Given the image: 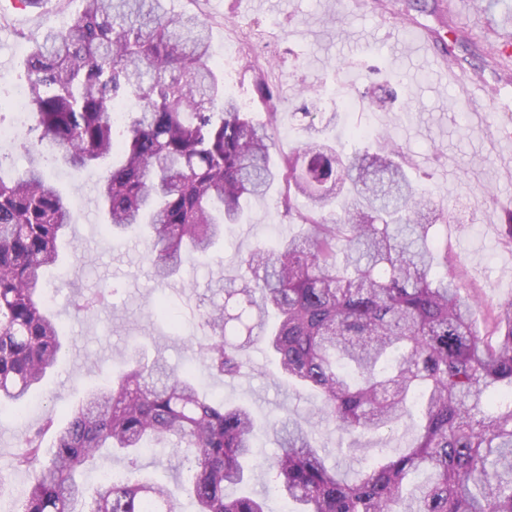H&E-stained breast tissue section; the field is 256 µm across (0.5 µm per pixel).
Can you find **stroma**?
Segmentation results:
<instances>
[{
    "label": "stroma",
    "mask_w": 512,
    "mask_h": 512,
    "mask_svg": "<svg viewBox=\"0 0 512 512\" xmlns=\"http://www.w3.org/2000/svg\"><path fill=\"white\" fill-rule=\"evenodd\" d=\"M162 6L168 14L190 13L206 21L214 57L224 62L225 83L256 119L265 117L254 93L257 72L267 70L275 79L278 152L289 153L324 132L346 142L365 129L369 146L378 135L391 134L433 204L454 218L438 225L435 242L460 256L456 282L486 305L512 298V249L502 245L498 232L505 211L512 210V75L499 77L479 56H467L452 33L456 26L481 31L491 48L503 47L512 40V0H453L449 15L411 9L408 0H375L368 6L358 0H272L267 8L252 7L251 0H162ZM80 7L81 0H45L20 10L15 0H0V74L8 78L0 85L1 125L13 121L8 102L23 85L26 49L46 27L66 25ZM410 28L436 43L438 57L406 41ZM449 49L464 58L463 67L449 63ZM302 88L319 99L314 117L301 114ZM390 91L396 101L386 110H372L370 98ZM44 169L71 198L76 217L58 272L45 281L70 341L38 396L16 411L0 412V512H21L18 492L30 475L14 470L11 462L30 431L46 417L63 419L87 391L125 371L131 352L159 351L173 364L188 363L193 345L206 336L198 312L208 304L210 281L237 276L248 252L304 231L303 225L288 223L274 197L252 200L212 258L188 261L180 278L161 289L152 277L145 239L115 241L107 234L92 202L99 171L75 176L52 160ZM99 293L108 294L107 306L75 314V299ZM160 298L167 302L169 320L153 312ZM247 358L250 369L236 379L204 378L205 391L250 405L265 429L290 412L325 447L329 463L358 469L398 453L417 434V422L408 416L393 430L352 441L320 417L315 393L276 377L263 343L251 346Z\"/></svg>",
    "instance_id": "1"
}]
</instances>
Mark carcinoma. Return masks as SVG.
<instances>
[{"mask_svg": "<svg viewBox=\"0 0 512 512\" xmlns=\"http://www.w3.org/2000/svg\"><path fill=\"white\" fill-rule=\"evenodd\" d=\"M24 74L30 162L0 176V410L39 390L66 339L42 300L43 272L73 213L41 168L42 149L75 171L104 170L107 230L142 231L161 286L279 184L283 216L307 231L249 253L224 301L199 312L209 329L200 370L233 379L262 339L277 373L315 391L318 414L340 432L391 431L413 410L420 430L350 479L297 421L281 420L274 491L296 512H512V299L489 310L481 332L479 301L436 273L459 262L432 234L447 217L387 136L371 155L309 141L275 161L279 87L258 78L269 112L254 119L225 89L206 22L167 16L159 0H83L67 26L33 41ZM131 101L119 132L111 107ZM260 432L250 407L201 393L196 370L135 357L64 423L49 418L25 438L15 466L34 477L22 512H179L183 494L195 512H265L260 496L226 493L248 482ZM104 448L127 457L128 474L100 481L88 503L82 475ZM148 448L176 469L187 459L189 484L142 474Z\"/></svg>", "mask_w": 512, "mask_h": 512, "instance_id": "1", "label": "carcinoma"}]
</instances>
